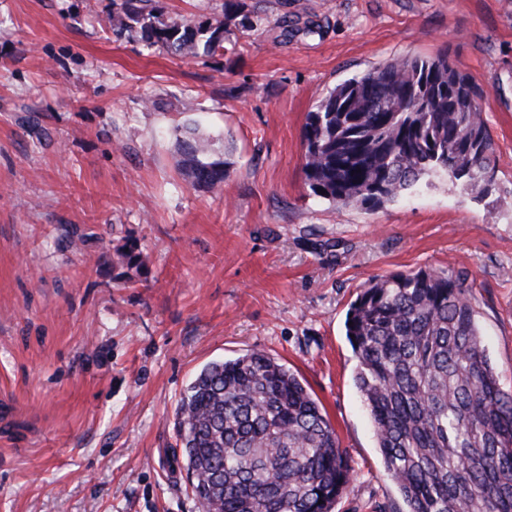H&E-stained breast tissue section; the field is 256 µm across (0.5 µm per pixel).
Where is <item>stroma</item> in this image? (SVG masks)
I'll return each mask as SVG.
<instances>
[{
    "instance_id": "1",
    "label": "stroma",
    "mask_w": 512,
    "mask_h": 512,
    "mask_svg": "<svg viewBox=\"0 0 512 512\" xmlns=\"http://www.w3.org/2000/svg\"><path fill=\"white\" fill-rule=\"evenodd\" d=\"M262 24L179 58L112 32V0H0V512H202L175 427L209 363L261 351L334 427L332 512H405L345 336L376 277L467 271L512 393V0H245ZM197 22L224 0H153ZM447 53L480 88L497 178L368 211L315 196L302 128L345 80ZM197 121L224 184L177 168ZM144 269L125 282L115 248Z\"/></svg>"
}]
</instances>
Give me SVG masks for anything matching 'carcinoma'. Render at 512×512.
<instances>
[{"mask_svg": "<svg viewBox=\"0 0 512 512\" xmlns=\"http://www.w3.org/2000/svg\"><path fill=\"white\" fill-rule=\"evenodd\" d=\"M145 0H113L112 31L196 57L226 50L231 28L258 12L225 0L224 18H164ZM480 90L448 54L409 56L337 85L308 113L305 180L334 204L377 210L425 178L484 194L496 178L495 143ZM179 166L215 188L231 163L186 130ZM117 264L140 273L134 245ZM468 274L419 269L375 278L350 304L346 336L355 384L406 512H512V394L482 343ZM192 489L204 512H332L351 482L335 429L275 358L252 352L205 366L176 411Z\"/></svg>", "mask_w": 512, "mask_h": 512, "instance_id": "carcinoma-1", "label": "carcinoma"}]
</instances>
